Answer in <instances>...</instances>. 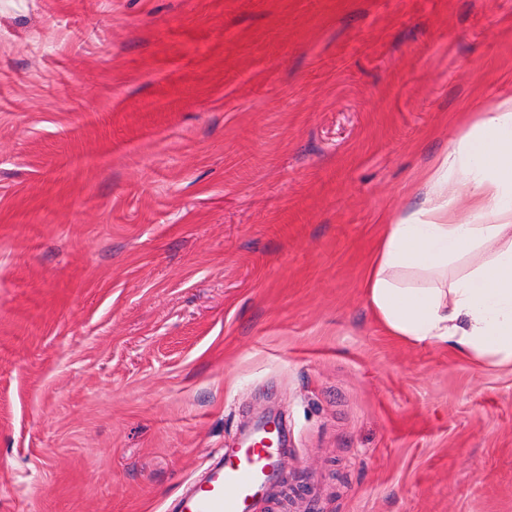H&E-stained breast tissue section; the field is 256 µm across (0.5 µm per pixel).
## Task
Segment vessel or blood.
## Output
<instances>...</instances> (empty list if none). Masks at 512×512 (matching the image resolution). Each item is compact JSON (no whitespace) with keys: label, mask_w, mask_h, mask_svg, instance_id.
Returning a JSON list of instances; mask_svg holds the SVG:
<instances>
[{"label":"vessel or blood","mask_w":512,"mask_h":512,"mask_svg":"<svg viewBox=\"0 0 512 512\" xmlns=\"http://www.w3.org/2000/svg\"><path fill=\"white\" fill-rule=\"evenodd\" d=\"M275 422L257 427L240 447L225 449L208 476L192 483L170 506V512H250L259 491L278 472Z\"/></svg>","instance_id":"vessel-or-blood-1"}]
</instances>
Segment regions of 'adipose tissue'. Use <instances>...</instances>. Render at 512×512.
Listing matches in <instances>:
<instances>
[{"label":"adipose tissue","instance_id":"adipose-tissue-1","mask_svg":"<svg viewBox=\"0 0 512 512\" xmlns=\"http://www.w3.org/2000/svg\"><path fill=\"white\" fill-rule=\"evenodd\" d=\"M455 174L470 187L465 214L445 197ZM421 181L425 207L378 237L363 283L371 311L392 335L512 366V99L462 120L456 148Z\"/></svg>","mask_w":512,"mask_h":512}]
</instances>
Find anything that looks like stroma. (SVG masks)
Returning a JSON list of instances; mask_svg holds the SVG:
<instances>
[{"label": "stroma", "instance_id": "1", "mask_svg": "<svg viewBox=\"0 0 512 512\" xmlns=\"http://www.w3.org/2000/svg\"><path fill=\"white\" fill-rule=\"evenodd\" d=\"M512 0H0V512H164L265 417L256 512H512V366L362 283Z\"/></svg>", "mask_w": 512, "mask_h": 512}]
</instances>
